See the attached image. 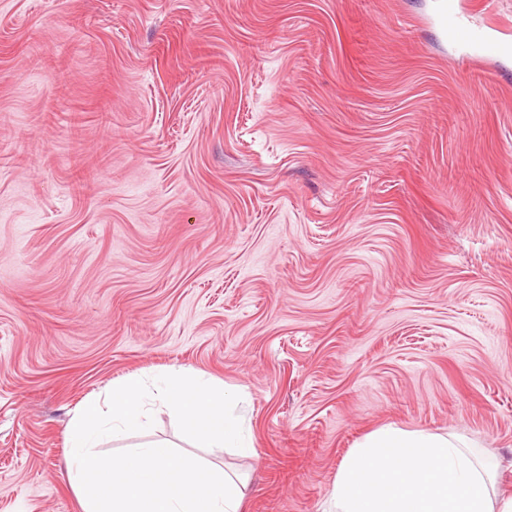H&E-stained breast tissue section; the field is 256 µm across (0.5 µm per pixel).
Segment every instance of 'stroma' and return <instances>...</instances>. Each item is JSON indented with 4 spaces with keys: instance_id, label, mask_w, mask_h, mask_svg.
Segmentation results:
<instances>
[{
    "instance_id": "stroma-1",
    "label": "stroma",
    "mask_w": 512,
    "mask_h": 512,
    "mask_svg": "<svg viewBox=\"0 0 512 512\" xmlns=\"http://www.w3.org/2000/svg\"><path fill=\"white\" fill-rule=\"evenodd\" d=\"M440 4L0 0V512H82L75 408L171 366L244 399L243 512L389 424L512 498V58ZM455 2L443 0L441 7L440 30L449 43L470 48L473 57L479 59L512 53L510 43L499 40L489 31L482 32L467 25Z\"/></svg>"
}]
</instances>
